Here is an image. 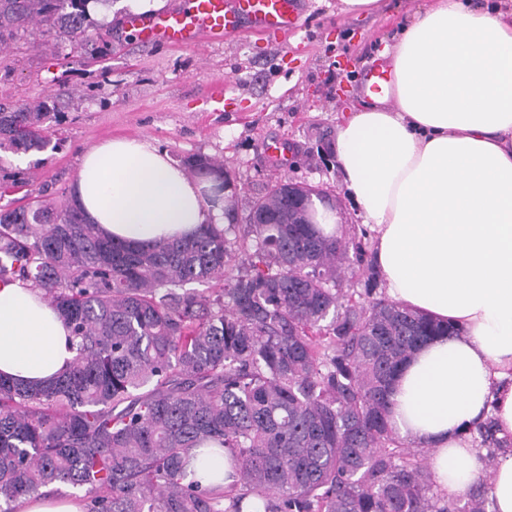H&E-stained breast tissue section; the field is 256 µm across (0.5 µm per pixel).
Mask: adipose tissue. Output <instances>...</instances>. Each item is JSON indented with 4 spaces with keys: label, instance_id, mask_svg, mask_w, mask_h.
I'll return each instance as SVG.
<instances>
[{
    "label": "adipose tissue",
    "instance_id": "adipose-tissue-1",
    "mask_svg": "<svg viewBox=\"0 0 512 512\" xmlns=\"http://www.w3.org/2000/svg\"><path fill=\"white\" fill-rule=\"evenodd\" d=\"M392 84L337 125L343 189L372 232L390 300L450 324L396 375L391 422L430 451L447 498L488 479L512 512V451L485 477L470 431L512 439V0H427L385 46ZM145 139L81 156L71 196L114 242L150 246L223 225V202ZM71 330L32 283L0 285V373L46 384L75 355Z\"/></svg>",
    "mask_w": 512,
    "mask_h": 512
}]
</instances>
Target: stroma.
Segmentation results:
<instances>
[{"label": "stroma", "instance_id": "1", "mask_svg": "<svg viewBox=\"0 0 512 512\" xmlns=\"http://www.w3.org/2000/svg\"><path fill=\"white\" fill-rule=\"evenodd\" d=\"M426 0H384L381 13L344 16L336 0H305L298 33L275 39L249 30L202 50L144 45L121 28L140 13L137 0L91 5L93 19L112 26L104 66H85L70 43L33 32L0 47V98L33 102L60 86L74 96L52 127L55 150H0V206L41 194L57 204L71 197L83 152L114 137L153 142L174 160L205 156L223 164L237 185V211L281 179L322 188L336 201L342 229L360 225L336 162V123L363 97L366 66ZM224 101L213 107L216 82ZM282 143L287 164L269 146ZM25 177L13 186L14 176Z\"/></svg>", "mask_w": 512, "mask_h": 512}]
</instances>
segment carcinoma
<instances>
[{
  "label": "carcinoma",
  "instance_id": "obj_1",
  "mask_svg": "<svg viewBox=\"0 0 512 512\" xmlns=\"http://www.w3.org/2000/svg\"><path fill=\"white\" fill-rule=\"evenodd\" d=\"M99 2L0 0V46L41 24L100 62L112 29L86 36ZM72 96L0 99V148L46 150L51 103ZM185 165L224 191L222 165ZM312 197L280 180L242 218L224 207V228L146 248L113 242L70 203L0 208V284L41 289L76 350L49 384L0 377V512L63 486L84 512H489L485 480L434 493L430 458L389 421L398 368L450 327L377 293L363 238L281 223ZM476 433L491 458L508 448L490 418ZM203 454L224 457L223 482L195 479Z\"/></svg>",
  "mask_w": 512,
  "mask_h": 512
}]
</instances>
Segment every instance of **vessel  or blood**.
<instances>
[{
    "mask_svg": "<svg viewBox=\"0 0 512 512\" xmlns=\"http://www.w3.org/2000/svg\"><path fill=\"white\" fill-rule=\"evenodd\" d=\"M299 0H173L167 8L128 17L123 27L144 45H220L242 29L279 37L297 31Z\"/></svg>",
    "mask_w": 512,
    "mask_h": 512,
    "instance_id": "obj_1",
    "label": "vessel or blood"
}]
</instances>
